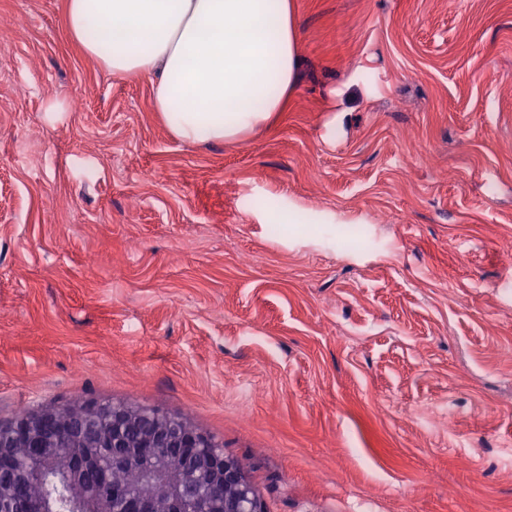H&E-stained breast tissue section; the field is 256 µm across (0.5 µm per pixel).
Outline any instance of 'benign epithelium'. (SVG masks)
Returning <instances> with one entry per match:
<instances>
[{"instance_id": "7a95c632", "label": "benign epithelium", "mask_w": 512, "mask_h": 512, "mask_svg": "<svg viewBox=\"0 0 512 512\" xmlns=\"http://www.w3.org/2000/svg\"><path fill=\"white\" fill-rule=\"evenodd\" d=\"M99 420L88 432L75 420ZM134 404L77 403L46 406L15 416L0 437V474L20 472L28 492L0 480V512H52L36 474L63 469L84 490L74 512H262L244 464L224 455L211 436L158 408ZM39 451L35 470H20L23 449ZM182 453L186 471L168 467ZM115 467L134 472L127 487L110 485Z\"/></svg>"}]
</instances>
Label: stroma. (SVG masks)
<instances>
[{"label": "stroma", "instance_id": "35a3bbf8", "mask_svg": "<svg viewBox=\"0 0 512 512\" xmlns=\"http://www.w3.org/2000/svg\"><path fill=\"white\" fill-rule=\"evenodd\" d=\"M295 15L284 111L189 145L66 0H0V422L160 408L264 512H512V0Z\"/></svg>", "mask_w": 512, "mask_h": 512}]
</instances>
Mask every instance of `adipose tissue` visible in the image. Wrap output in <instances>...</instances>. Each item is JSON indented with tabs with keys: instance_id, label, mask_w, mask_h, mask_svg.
<instances>
[{
	"instance_id": "ef3b65f1",
	"label": "adipose tissue",
	"mask_w": 512,
	"mask_h": 512,
	"mask_svg": "<svg viewBox=\"0 0 512 512\" xmlns=\"http://www.w3.org/2000/svg\"><path fill=\"white\" fill-rule=\"evenodd\" d=\"M66 22L113 77L150 81L154 111L185 142L243 139L294 90L293 0H67Z\"/></svg>"
}]
</instances>
